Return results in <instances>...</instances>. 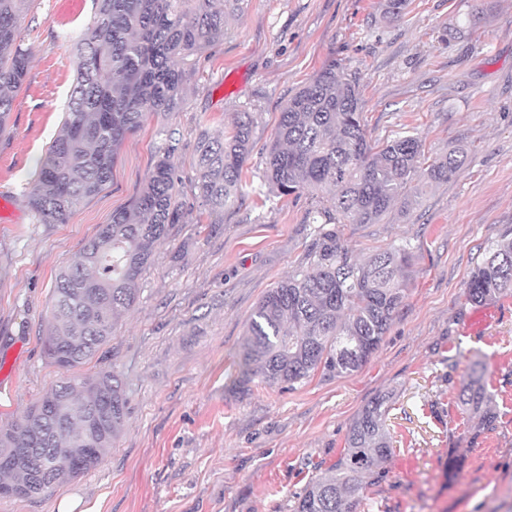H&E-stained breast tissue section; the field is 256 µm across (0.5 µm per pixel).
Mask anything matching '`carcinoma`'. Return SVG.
Wrapping results in <instances>:
<instances>
[{
  "label": "carcinoma",
  "mask_w": 512,
  "mask_h": 512,
  "mask_svg": "<svg viewBox=\"0 0 512 512\" xmlns=\"http://www.w3.org/2000/svg\"><path fill=\"white\" fill-rule=\"evenodd\" d=\"M244 0H97L76 42L78 68L57 137L37 178L22 196L41 224H65L83 200L112 182L117 153L151 116L182 110L185 74L205 44L224 41L229 5ZM26 0H0V134L16 92L26 81L32 49L18 16ZM409 0H384L383 17L397 21ZM254 116L236 112L224 135L201 129L195 141L193 202L179 198L183 175L171 162L180 139L164 145L132 209L112 213L97 235L62 268L41 339L45 357L66 373L24 416L0 428V489L33 499L95 468L112 447L128 410L122 379L102 369L70 371L91 360L112 336L114 320L135 307L139 278L176 224L195 206L221 217L243 195L242 174L253 149ZM422 144L405 133L376 143L363 119L356 86L320 70L280 112L266 145L260 181L279 198L308 192L319 199L317 239L308 265L279 281L257 302L237 354L235 383L290 388L319 372L351 374L378 350L408 290L409 253L389 246L357 259L334 228L351 221L377 224L419 173ZM455 155L424 169L427 183L446 181L460 167ZM474 303L512 294V230L491 244L466 288ZM460 407L478 428L495 421L492 396L475 362L463 377ZM389 396L377 395L353 418L342 458L308 483L294 512H355L365 479L392 452Z\"/></svg>",
  "instance_id": "obj_1"
}]
</instances>
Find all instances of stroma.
<instances>
[{
  "mask_svg": "<svg viewBox=\"0 0 512 512\" xmlns=\"http://www.w3.org/2000/svg\"><path fill=\"white\" fill-rule=\"evenodd\" d=\"M94 11L93 0H28L19 17L33 57L0 136V427L61 379L40 340L53 280L131 207L160 128L178 129L173 162L188 176L200 124L218 133L234 113H254L253 178L288 98L333 63L355 80L372 139L409 130L426 160L456 151L464 164L442 183L412 180V205L380 223L339 225L361 258L410 248L409 290L364 367L285 391L236 388L234 360L258 300L306 265L314 200L271 204L248 189L223 222L176 225L142 274L138 305L81 368L124 381L128 415L111 448L45 496L0 498V512H58L65 500L84 512H292L338 460L357 412L387 392L395 444L357 512H512V295L491 301L501 315L480 334L466 330L479 310L470 274L512 229V0H410L394 23L382 0H244L223 43L204 46L187 72L182 110L129 136L109 186L67 223L40 224L21 186L59 131L74 44ZM477 360L497 418L475 435L457 393Z\"/></svg>",
  "mask_w": 512,
  "mask_h": 512,
  "instance_id": "1",
  "label": "stroma"
}]
</instances>
